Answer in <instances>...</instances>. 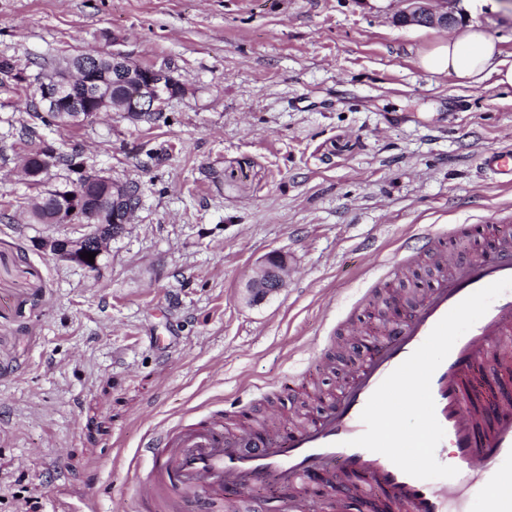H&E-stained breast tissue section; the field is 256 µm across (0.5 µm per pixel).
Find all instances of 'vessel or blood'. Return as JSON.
<instances>
[{"label": "vessel or blood", "instance_id": "b4317fda", "mask_svg": "<svg viewBox=\"0 0 512 512\" xmlns=\"http://www.w3.org/2000/svg\"><path fill=\"white\" fill-rule=\"evenodd\" d=\"M484 167L512 183V150L482 156ZM471 224L439 233L420 228L403 242V262L429 261L437 275L414 298L393 299L394 315L341 397L311 424L283 430L277 415L262 429L241 424L224 431L216 410L191 423L155 429L150 476L137 493L151 512H193L200 494L223 500L225 489L246 493L275 479L295 487L315 484L337 471L341 480L362 479L352 498L330 502L326 512H448L450 484L411 477L384 455L350 441L364 431L360 415L381 382L427 338L436 323L470 294L512 277V232L502 231L474 259L455 254L448 236L474 232ZM436 418L452 448V466L467 478V490L483 497L486 512H512V290L453 346L431 380Z\"/></svg>", "mask_w": 512, "mask_h": 512}]
</instances>
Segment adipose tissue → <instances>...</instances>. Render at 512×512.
I'll use <instances>...</instances> for the list:
<instances>
[{
	"label": "adipose tissue",
	"instance_id": "adipose-tissue-1",
	"mask_svg": "<svg viewBox=\"0 0 512 512\" xmlns=\"http://www.w3.org/2000/svg\"><path fill=\"white\" fill-rule=\"evenodd\" d=\"M499 37L480 24L471 23L438 41L420 59L432 74H449L463 84L493 78L495 85L512 87V64L501 60Z\"/></svg>",
	"mask_w": 512,
	"mask_h": 512
}]
</instances>
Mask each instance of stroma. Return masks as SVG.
Returning <instances> with one entry per match:
<instances>
[{"label":"stroma","instance_id":"1","mask_svg":"<svg viewBox=\"0 0 512 512\" xmlns=\"http://www.w3.org/2000/svg\"><path fill=\"white\" fill-rule=\"evenodd\" d=\"M403 0H0V57L48 73L65 57L119 51L172 61L185 86L162 119L101 114L39 128L141 204L96 268L41 249L75 224H30L16 199L19 136L36 85H0V512H148L137 495L149 432L210 410L283 423L318 415L380 340L387 292L432 285L430 264L388 261L420 225L475 224L450 238L478 256L488 222L512 218V184L481 164L512 145V88L431 75L418 55L445 29L396 26ZM462 23L501 36L489 0H449ZM285 288H245L271 255ZM272 481L225 500L287 512Z\"/></svg>","mask_w":512,"mask_h":512}]
</instances>
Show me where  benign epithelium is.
Here are the masks:
<instances>
[{"mask_svg": "<svg viewBox=\"0 0 512 512\" xmlns=\"http://www.w3.org/2000/svg\"><path fill=\"white\" fill-rule=\"evenodd\" d=\"M408 7L393 17L398 26H430L446 29L456 18L446 10L432 7L434 0H404ZM111 66L118 68L124 81L136 89L127 99H118L112 94V73L105 71L99 61L66 60L57 67L52 82L44 83L40 90L41 101L49 112L62 113L69 124H84L99 112H121L126 117L138 116L143 112L165 110L168 103L184 94L185 88L175 76L174 68L165 65L144 67L126 61L120 53L112 54ZM95 183L104 189L100 201L112 206V221L117 223L125 209L127 197L125 183L115 181L101 171L79 168L78 179L73 188L66 190L71 198L65 200L62 212L64 222L84 223V213L90 211L89 198L81 184ZM85 238L77 241L48 239L41 248L57 256L79 261L92 269L94 265L81 257ZM286 258L282 257L271 265L259 268L248 281L247 290L254 301L262 300L286 286L284 272Z\"/></svg>", "mask_w": 512, "mask_h": 512, "instance_id": "obj_1", "label": "benign epithelium"}]
</instances>
